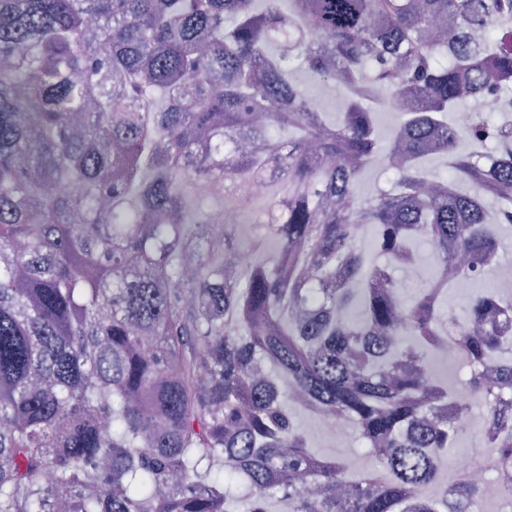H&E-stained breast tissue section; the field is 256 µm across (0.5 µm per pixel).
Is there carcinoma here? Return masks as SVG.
Returning a JSON list of instances; mask_svg holds the SVG:
<instances>
[{
  "label": "carcinoma",
  "instance_id": "cac0c4a2",
  "mask_svg": "<svg viewBox=\"0 0 512 512\" xmlns=\"http://www.w3.org/2000/svg\"><path fill=\"white\" fill-rule=\"evenodd\" d=\"M296 60L387 89L404 131L381 142L349 97L337 120L298 111ZM491 92L512 94V0H0V512H232L234 487L250 512H477V483L420 496L462 434L434 418L427 354L457 329L512 481V336L483 319L512 300L474 288L457 315L393 269L417 234L435 271L488 278L512 131L483 110L464 133L493 165L429 125ZM435 154L467 191H428ZM379 157L395 187L366 197ZM247 179L283 192L243 250L187 194L240 213ZM294 409L353 427L372 466L349 482Z\"/></svg>",
  "mask_w": 512,
  "mask_h": 512
}]
</instances>
